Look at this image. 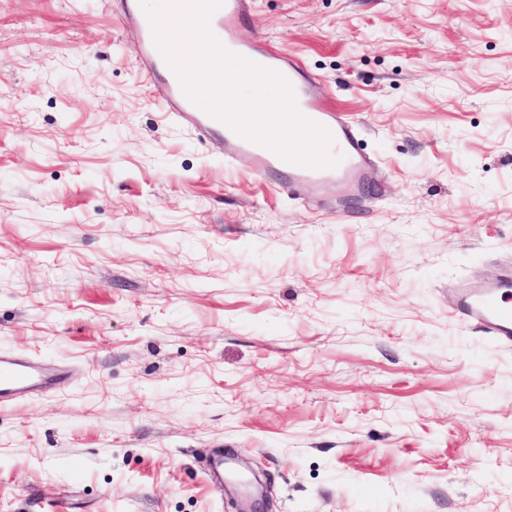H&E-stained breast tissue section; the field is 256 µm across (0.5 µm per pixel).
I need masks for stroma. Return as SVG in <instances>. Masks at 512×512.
<instances>
[{
	"mask_svg": "<svg viewBox=\"0 0 512 512\" xmlns=\"http://www.w3.org/2000/svg\"><path fill=\"white\" fill-rule=\"evenodd\" d=\"M360 124L336 215L163 118L119 0H0V512H512V347L453 318L512 270V0H250ZM63 377L62 369L47 368L28 354L0 351V405L55 386ZM257 486L252 481L242 484L244 491L242 492L243 501L240 510L237 512H272L270 511V499L267 493V484H263L256 472L251 471ZM261 487V489L259 488Z\"/></svg>",
	"mask_w": 512,
	"mask_h": 512,
	"instance_id": "35a3bbf8",
	"label": "stroma"
}]
</instances>
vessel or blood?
Wrapping results in <instances>:
<instances>
[{"label": "vessel or blood", "instance_id": "1", "mask_svg": "<svg viewBox=\"0 0 512 512\" xmlns=\"http://www.w3.org/2000/svg\"><path fill=\"white\" fill-rule=\"evenodd\" d=\"M247 7L248 0H225L224 6L210 19L213 34L227 51L278 71L288 80L299 114L331 132L329 151L341 156L340 165L308 168L288 162L200 109L184 94L177 73L157 49L147 16L138 12L133 0H124L123 16L140 31V53L148 61L150 72L161 77L157 94L164 109L189 125L200 139H219L230 164L258 174H278L286 188L312 196L326 184L360 180L368 159L361 147L358 125L317 92L298 62L267 50L258 36L244 30L242 20ZM455 293L454 311L459 320L480 328L502 346H512L511 272L491 280L459 284ZM63 377V370L45 367L28 354L0 351V405L57 385Z\"/></svg>", "mask_w": 512, "mask_h": 512}]
</instances>
